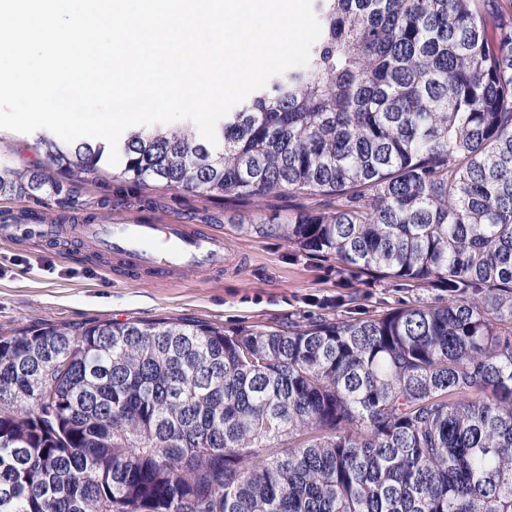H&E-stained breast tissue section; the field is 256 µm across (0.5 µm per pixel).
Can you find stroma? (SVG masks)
<instances>
[{
	"instance_id": "stroma-1",
	"label": "stroma",
	"mask_w": 512,
	"mask_h": 512,
	"mask_svg": "<svg viewBox=\"0 0 512 512\" xmlns=\"http://www.w3.org/2000/svg\"><path fill=\"white\" fill-rule=\"evenodd\" d=\"M0 158L20 168L43 166L37 133L1 136ZM102 167L98 183L74 189L81 214H95L107 223L175 220L205 227L226 243L223 273L189 272L176 282L151 276L126 279L64 237L42 239L43 225L60 223L61 209L27 198H1L0 334L43 323L104 320L192 319L227 329L277 328L319 317L379 314L415 299L438 302L443 297L432 288H401L362 277L346 291L351 303L337 306L336 297L343 291L329 262L294 253L280 238L259 237L238 227L243 219L286 216L302 206V199L268 197L230 207L203 194L138 187L113 176L110 162Z\"/></svg>"
}]
</instances>
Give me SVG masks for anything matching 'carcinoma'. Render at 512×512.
Instances as JSON below:
<instances>
[{"label": "carcinoma", "instance_id": "carcinoma-1", "mask_svg": "<svg viewBox=\"0 0 512 512\" xmlns=\"http://www.w3.org/2000/svg\"><path fill=\"white\" fill-rule=\"evenodd\" d=\"M309 63L216 126H132L116 175L322 200L246 230L447 292L277 329L45 323L0 335V512H512V14L500 0H312ZM75 205L110 151L43 134Z\"/></svg>", "mask_w": 512, "mask_h": 512}]
</instances>
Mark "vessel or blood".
Segmentation results:
<instances>
[{
  "label": "vessel or blood",
  "mask_w": 512,
  "mask_h": 512,
  "mask_svg": "<svg viewBox=\"0 0 512 512\" xmlns=\"http://www.w3.org/2000/svg\"><path fill=\"white\" fill-rule=\"evenodd\" d=\"M70 235L132 279L224 268L223 238L188 224L78 222L71 225Z\"/></svg>",
  "instance_id": "b4317fda"
}]
</instances>
